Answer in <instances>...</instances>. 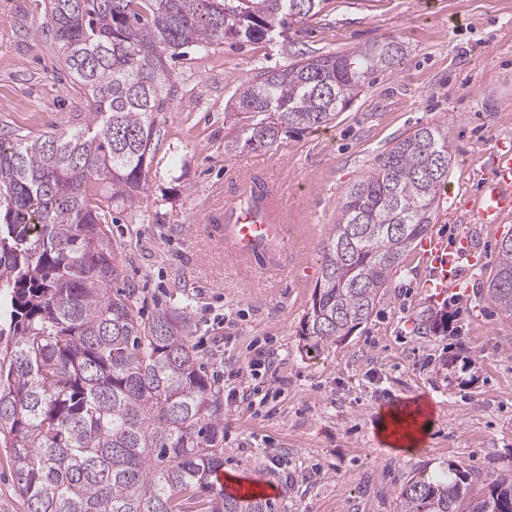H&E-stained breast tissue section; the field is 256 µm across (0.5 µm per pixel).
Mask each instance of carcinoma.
Listing matches in <instances>:
<instances>
[{
	"instance_id": "carcinoma-1",
	"label": "carcinoma",
	"mask_w": 512,
	"mask_h": 512,
	"mask_svg": "<svg viewBox=\"0 0 512 512\" xmlns=\"http://www.w3.org/2000/svg\"><path fill=\"white\" fill-rule=\"evenodd\" d=\"M325 0H48L65 70L90 98L84 125L0 138V443L26 512H273L216 480L223 404L176 306L145 321L112 284L124 269L112 205L143 192L156 114L175 90L180 50L261 39L318 15ZM388 36L346 52L299 53L238 87L240 112L266 114L246 144L317 130L377 72L404 60ZM448 123L421 125L375 157L338 202L304 318L310 347L367 322L403 258L428 234L452 163ZM487 294L512 317V242ZM471 495L464 467L412 478L402 512H512V474Z\"/></svg>"
}]
</instances>
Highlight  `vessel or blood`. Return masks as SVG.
<instances>
[{"label": "vessel or blood", "mask_w": 512, "mask_h": 512, "mask_svg": "<svg viewBox=\"0 0 512 512\" xmlns=\"http://www.w3.org/2000/svg\"><path fill=\"white\" fill-rule=\"evenodd\" d=\"M466 210L471 223L493 228L512 217V141H498L492 163ZM288 209L278 186L270 177L251 171L239 173L234 197L225 199L207 225L208 237L240 269L265 278L285 271L289 245ZM423 257L432 271L431 288L443 293L455 287L460 262L477 261V248L471 232L455 241L434 236L421 244Z\"/></svg>", "instance_id": "vessel-or-blood-1"}]
</instances>
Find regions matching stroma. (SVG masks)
<instances>
[{"label":"stroma","instance_id":"35a3bbf8","mask_svg":"<svg viewBox=\"0 0 512 512\" xmlns=\"http://www.w3.org/2000/svg\"><path fill=\"white\" fill-rule=\"evenodd\" d=\"M45 2L0 0V134L36 137L86 119L88 101L61 65ZM389 35L405 41L403 63L373 75L329 125L269 147L246 144L244 126L260 117L233 113L241 81L285 68L301 51L333 54ZM170 67L176 94L157 117L147 184L116 210L112 242L143 315L183 304L189 341L221 393L246 390L247 381L225 376L252 358L249 343L272 355L277 398L224 413L225 476L268 491L275 512H401L408 480L457 464L474 495H488L492 471L512 464V318L486 293L512 218L482 233L487 262L461 264L462 289L431 297L414 250L343 344L310 349L301 328L337 204L394 138L448 122V187L461 212L495 141L512 137V0H328L287 33L191 48ZM259 163L287 186L293 225L287 271L260 282L201 229L206 207L234 194L238 171ZM427 309L448 312L451 330L419 333ZM417 399L431 408L427 434L414 453H395L378 436L381 413ZM270 451L281 470L271 471Z\"/></svg>","mask_w":512,"mask_h":512}]
</instances>
